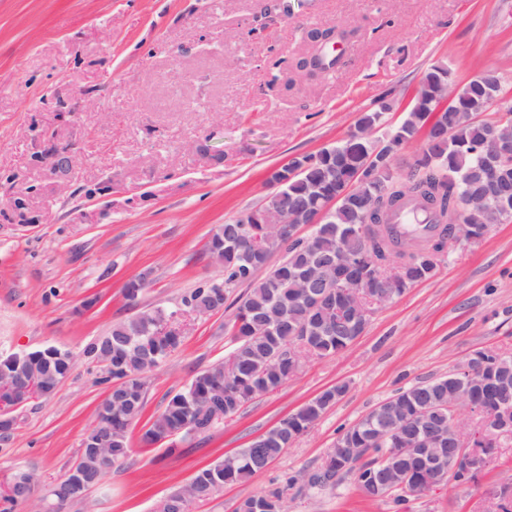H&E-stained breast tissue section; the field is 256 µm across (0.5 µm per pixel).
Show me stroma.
I'll return each instance as SVG.
<instances>
[{
	"label": "stroma",
	"instance_id": "1",
	"mask_svg": "<svg viewBox=\"0 0 512 512\" xmlns=\"http://www.w3.org/2000/svg\"><path fill=\"white\" fill-rule=\"evenodd\" d=\"M338 24L355 31L338 70H293L308 30ZM438 63L458 88L495 68L512 99V0H0V355L54 346L77 357L51 395L12 411L14 431L0 438V483L18 469L35 482L16 512H44L105 396L86 346L217 277L214 225L263 205L271 171L344 139L382 95L398 125ZM55 143L72 151L61 178L44 158ZM141 275L128 302L122 288ZM233 314L188 316L182 345L147 375L128 458L62 512H155L197 470L337 383L347 394L275 461L192 512H235L275 488L288 512H497L512 501V445L475 483L449 479L403 503L368 498L350 478L317 496L287 483L397 391L478 350L512 354V221L453 246L434 277L376 306L348 349L306 358L236 417L178 439V453L147 443L149 419L227 356Z\"/></svg>",
	"mask_w": 512,
	"mask_h": 512
}]
</instances>
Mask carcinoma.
<instances>
[{
	"instance_id": "carcinoma-1",
	"label": "carcinoma",
	"mask_w": 512,
	"mask_h": 512,
	"mask_svg": "<svg viewBox=\"0 0 512 512\" xmlns=\"http://www.w3.org/2000/svg\"><path fill=\"white\" fill-rule=\"evenodd\" d=\"M339 58L330 55H304L296 69L316 68L330 73ZM452 82L444 64L425 73L406 119L382 138L374 131L385 125L393 104L379 102L377 108L360 114L348 137L301 160L306 172L287 178V183L271 193L257 211L262 223L252 217L236 218L221 225V232L210 241L209 253L222 268L219 282L193 289L181 304L190 312L200 307H224L229 294L239 285L246 291L234 301L233 319L226 325L232 347L227 359L198 373L181 391L173 395L164 410L148 422L145 438L150 443L186 437L187 421L195 417L196 406L206 407L198 425L199 434L237 415L257 397L283 386L295 375L291 354L304 351L318 358L336 355L351 345L364 330L369 318H352L343 289L334 288L320 304L310 295L316 283L303 274L314 264H341L363 260L377 267L389 288L388 301L402 296L414 284L432 278L446 254L451 235L448 212H464L477 238L505 220L490 200L482 205L467 202L468 187L479 182L490 165L485 155L492 131L512 122L501 112L495 117L473 120L471 113L482 114L489 105L503 98L499 77L486 82L475 79L460 88L455 105L442 113L431 127L427 116L440 82ZM422 139L421 156L410 161L401 158L407 145ZM387 157L386 167L372 175L353 179L375 152ZM342 195L323 219L312 225L310 237L292 238L271 223L286 210L302 223L320 211L333 196ZM411 209L429 217L440 229L423 235L406 231L394 221L399 212ZM282 254L279 263L270 258ZM177 310L155 307L112 325V370L102 367L103 380L112 382V447L105 449L112 463L123 461L129 450L130 429L140 418L147 393L146 374L156 362H165L181 346L183 330ZM475 374L467 385L484 412L495 411L506 402L512 408V357L496 351L478 350L472 354ZM37 372L49 364L60 376L70 373V362L54 359L42 350L32 359ZM448 378L421 381L392 396L396 407L378 406L360 422L340 433L348 448L359 453L339 461L330 451L322 468L311 474L292 476L314 495L333 488L345 477H354L357 488L369 498L392 496L403 502L421 492L422 464L414 456L397 457L407 436L442 437L449 432ZM348 391L345 383L323 390L313 399L249 445L214 462L192 477L190 497L179 492L159 502L156 512H189L191 501L210 499L221 487L240 483L265 469L296 438L306 432ZM391 438L375 445L374 438L385 433ZM282 494L278 490L243 500L237 512H281Z\"/></svg>"
}]
</instances>
